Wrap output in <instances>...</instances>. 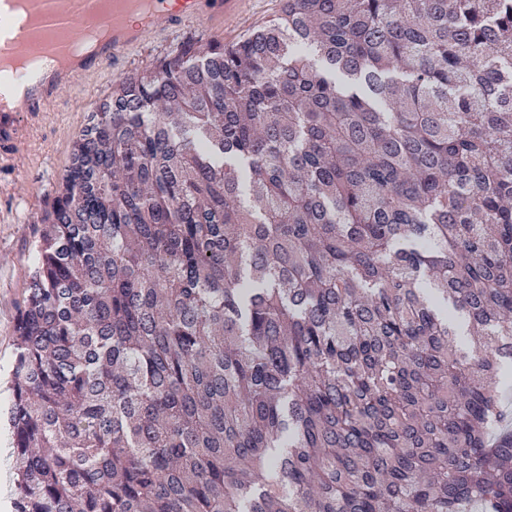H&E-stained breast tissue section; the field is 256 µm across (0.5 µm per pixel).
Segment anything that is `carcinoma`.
I'll return each instance as SVG.
<instances>
[{"mask_svg":"<svg viewBox=\"0 0 512 512\" xmlns=\"http://www.w3.org/2000/svg\"><path fill=\"white\" fill-rule=\"evenodd\" d=\"M43 222L15 512H512V0L186 37Z\"/></svg>","mask_w":512,"mask_h":512,"instance_id":"carcinoma-1","label":"carcinoma"}]
</instances>
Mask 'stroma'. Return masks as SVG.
Here are the masks:
<instances>
[{"label": "stroma", "mask_w": 512, "mask_h": 512, "mask_svg": "<svg viewBox=\"0 0 512 512\" xmlns=\"http://www.w3.org/2000/svg\"><path fill=\"white\" fill-rule=\"evenodd\" d=\"M280 0H245L240 14L224 24V40L237 41L272 19ZM208 42L204 26L156 31L125 58L64 89L55 109L24 117L16 153L0 160V375L10 376L16 327L28 274L36 264L42 219L53 205L69 163L73 140L113 83L149 66L186 37Z\"/></svg>", "instance_id": "35a3bbf8"}]
</instances>
